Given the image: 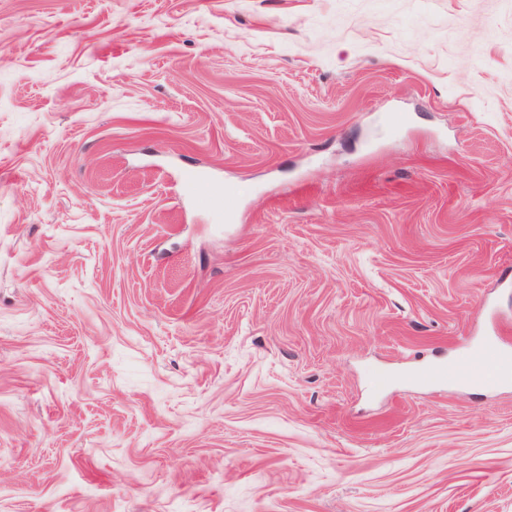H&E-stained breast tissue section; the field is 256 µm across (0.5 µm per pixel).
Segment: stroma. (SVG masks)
I'll return each mask as SVG.
<instances>
[{"mask_svg": "<svg viewBox=\"0 0 512 512\" xmlns=\"http://www.w3.org/2000/svg\"><path fill=\"white\" fill-rule=\"evenodd\" d=\"M490 329L512 0H0V512H512ZM186 180L191 186H194L195 188L194 200L200 209L206 211L212 210L217 205L223 203V199L225 209L232 207L233 199L226 190L224 191L223 186L210 183L208 184L206 191L200 192L198 190V184L204 182L205 179L198 172L189 173L186 177Z\"/></svg>", "mask_w": 512, "mask_h": 512, "instance_id": "35a3bbf8", "label": "stroma"}]
</instances>
